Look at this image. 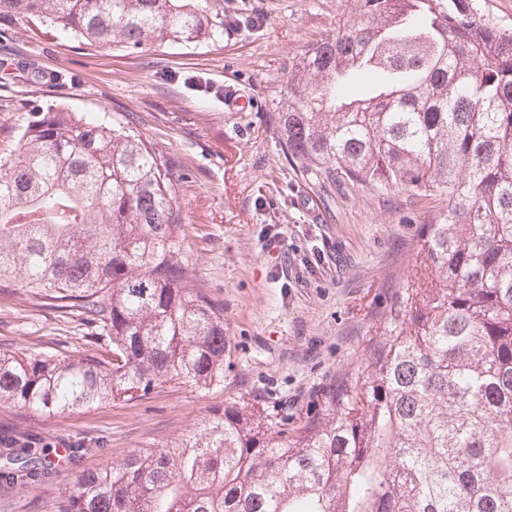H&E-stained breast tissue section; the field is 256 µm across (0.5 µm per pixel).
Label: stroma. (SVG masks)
I'll list each match as a JSON object with an SVG mask.
<instances>
[{"label": "stroma", "mask_w": 512, "mask_h": 512, "mask_svg": "<svg viewBox=\"0 0 512 512\" xmlns=\"http://www.w3.org/2000/svg\"><path fill=\"white\" fill-rule=\"evenodd\" d=\"M345 9L344 0H224L223 39L139 52L33 23L0 28V158L15 153V128L38 104L137 131L177 180L183 254L224 306L230 349L223 387L206 394L170 381L141 400L52 419L0 406V424L50 449L86 447L49 481H0V512H58L83 470L189 436L229 401L257 399L299 422L357 365L442 202L321 186L285 160L270 120L284 103L285 67L334 32ZM276 235L283 247L272 256ZM86 332L77 312L39 307L27 289L0 294V340L14 352L82 353Z\"/></svg>", "instance_id": "1"}]
</instances>
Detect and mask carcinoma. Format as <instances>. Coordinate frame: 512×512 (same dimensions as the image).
<instances>
[{
	"label": "carcinoma",
	"instance_id": "1",
	"mask_svg": "<svg viewBox=\"0 0 512 512\" xmlns=\"http://www.w3.org/2000/svg\"><path fill=\"white\" fill-rule=\"evenodd\" d=\"M336 33L288 59L272 113L315 181L448 204L323 413L290 428L227 402L172 446L77 476L59 512H512V31L473 0H345ZM84 45L224 37V0H0ZM0 162V292L76 310L79 356L0 346V405L55 418L177 380L224 386V307L181 255L174 179L134 133L48 106ZM6 482L56 475L0 434Z\"/></svg>",
	"mask_w": 512,
	"mask_h": 512
}]
</instances>
